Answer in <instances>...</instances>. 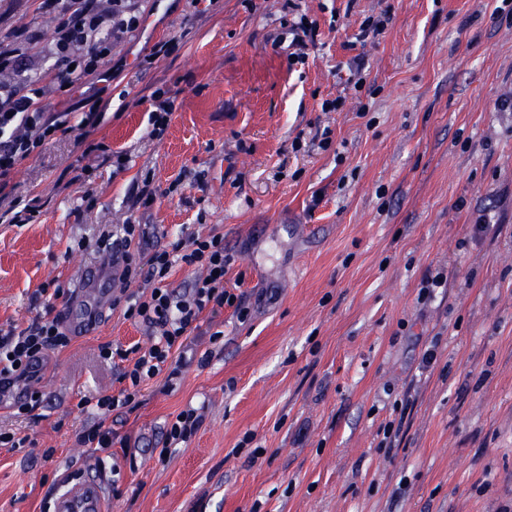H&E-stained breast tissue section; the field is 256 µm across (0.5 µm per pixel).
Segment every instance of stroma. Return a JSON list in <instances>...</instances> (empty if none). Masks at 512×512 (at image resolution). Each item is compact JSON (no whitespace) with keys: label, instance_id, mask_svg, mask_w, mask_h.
Masks as SVG:
<instances>
[{"label":"stroma","instance_id":"35a3bbf8","mask_svg":"<svg viewBox=\"0 0 512 512\" xmlns=\"http://www.w3.org/2000/svg\"><path fill=\"white\" fill-rule=\"evenodd\" d=\"M296 2L138 0L93 134L107 157L70 136L18 164L41 213L0 222V328H28L32 294L76 288L86 265L119 290L111 252L91 247L130 220L149 252L223 235L243 309L203 312L191 342L208 362L109 415L127 445L105 459L76 443L93 423L77 404L119 393L99 348L147 344L143 327L108 310L50 355L41 403L0 409V429L30 439L0 447V512H50L61 478L99 468L112 512H512V0ZM4 6L0 39L46 44L39 0ZM303 19L317 36L297 58ZM158 89L173 109L156 139ZM187 408L198 432L160 460Z\"/></svg>","mask_w":512,"mask_h":512}]
</instances>
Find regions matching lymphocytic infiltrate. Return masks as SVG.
<instances>
[{"label":"lymphocytic infiltrate","mask_w":512,"mask_h":512,"mask_svg":"<svg viewBox=\"0 0 512 512\" xmlns=\"http://www.w3.org/2000/svg\"><path fill=\"white\" fill-rule=\"evenodd\" d=\"M41 7L57 16L52 39L42 51L61 65L56 80L46 84L32 73L0 83V205H7L16 224L33 223L38 214L36 207L10 190L20 161L76 132L87 138L88 151L104 148L89 139L104 120L101 91L87 94L79 112L50 111L48 96H67L84 87L111 61L113 49L140 25L136 0H42ZM121 232L114 265L125 287L113 296L112 304L122 309L125 319L147 328L150 343L125 349L101 346V359L120 361L118 380L123 387L115 396L79 401L80 409H93L100 416L138 406L143 386L159 376L170 380L180 376L188 364L190 335L199 330L205 310L241 305L224 285L229 258L223 236L193 234L171 249L147 254L142 250L144 225L127 223ZM178 266L198 273L188 287L169 283ZM70 342L71 335L57 316L40 317L20 332L0 331V397L33 380L32 361Z\"/></svg>","instance_id":"f902f5d3"}]
</instances>
